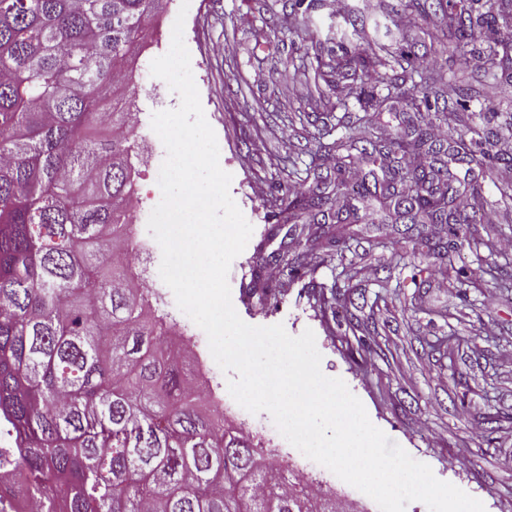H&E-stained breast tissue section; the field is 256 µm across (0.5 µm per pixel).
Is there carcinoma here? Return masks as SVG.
I'll use <instances>...</instances> for the list:
<instances>
[{"label":"carcinoma","instance_id":"carcinoma-1","mask_svg":"<svg viewBox=\"0 0 512 512\" xmlns=\"http://www.w3.org/2000/svg\"><path fill=\"white\" fill-rule=\"evenodd\" d=\"M166 0H0V424L14 437L13 457L43 512H357L263 456L243 427L203 411L204 397L185 379L195 368L173 363L174 321L157 313L129 258V202L139 171L130 83L114 80L131 64ZM456 13V49L479 34L512 28V13ZM355 65L378 85L399 91L416 113L430 111L426 90L444 78L400 57L401 74L375 53L338 55L319 71L326 84ZM363 112L380 99L362 85L343 86ZM431 132L366 141L364 153L396 162L431 143ZM348 135L320 144L347 186ZM448 170L430 163L400 179L365 181L352 195L380 196L413 218L448 221ZM278 215L323 217L322 189L273 200ZM349 216L310 224L306 251L276 255L282 275L314 272L317 251L342 244ZM468 223L454 242L424 236L420 245L448 258L483 239Z\"/></svg>","mask_w":512,"mask_h":512}]
</instances>
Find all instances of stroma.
<instances>
[{"label": "stroma", "mask_w": 512, "mask_h": 512, "mask_svg": "<svg viewBox=\"0 0 512 512\" xmlns=\"http://www.w3.org/2000/svg\"><path fill=\"white\" fill-rule=\"evenodd\" d=\"M405 2L349 0L340 14L336 0H304L298 8L290 0H169L131 84L139 152L156 162L141 168L137 180L141 205L134 222L141 249L135 268L188 336L185 354L206 365L212 397L222 402L225 417L325 491L363 512H379L370 497L283 441L268 413H249L234 401L205 332L178 309L160 277L162 252L147 221L162 198L158 166L166 149L151 128V116L177 108L180 97L152 76L150 64L168 52L167 40L182 12L184 42L217 137L219 162L232 176V198L253 227L228 275L238 315L253 326L283 324L293 336L312 329L323 374L342 379L391 441L428 464L438 479L481 500L486 512H512V291L498 288L485 272L490 264L512 268V254L495 246L496 238L512 237V222L480 224L485 241L480 251L464 249L453 260H440L412 254L411 248L422 233L447 237V227L409 223L394 208L356 201L336 189L335 206L355 213L345 248L321 254L314 272L294 281L283 280L267 260L272 252L308 246L309 216L277 220L272 192L277 184L313 186L323 162L319 143L348 134L374 137L383 127L409 135L418 123L404 100L383 88L380 111L362 113L352 97L347 109H331L340 98L338 87L324 83L316 71L343 47L388 54L401 48L420 57L423 69L444 70L451 90L438 97L431 124L450 137L464 131L472 150L490 153L473 166L451 167L448 177L471 196L479 215L512 213V199L502 195L512 187V166L501 161L512 140L505 134L512 127V77L471 70L458 59L454 43H431L430 23L447 26V12H437L429 23ZM395 248L407 250L404 265H390ZM451 264L463 277L447 290L440 282ZM258 271L277 285L278 304L252 294ZM448 335L462 339L451 363L426 345Z\"/></svg>", "instance_id": "35a3bbf8"}]
</instances>
